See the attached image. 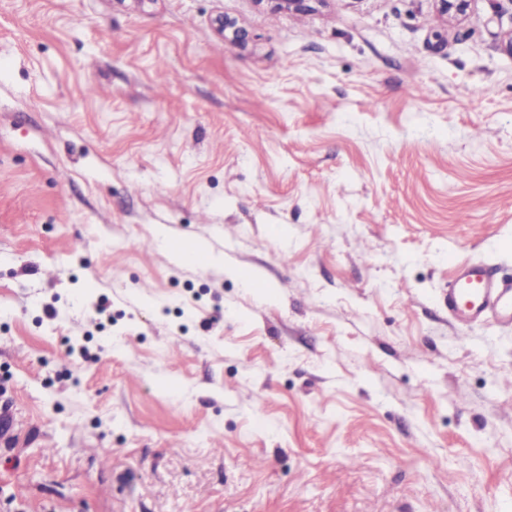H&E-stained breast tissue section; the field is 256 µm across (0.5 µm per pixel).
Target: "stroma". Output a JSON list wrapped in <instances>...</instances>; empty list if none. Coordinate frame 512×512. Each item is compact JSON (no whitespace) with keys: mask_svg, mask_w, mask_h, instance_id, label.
Masks as SVG:
<instances>
[{"mask_svg":"<svg viewBox=\"0 0 512 512\" xmlns=\"http://www.w3.org/2000/svg\"><path fill=\"white\" fill-rule=\"evenodd\" d=\"M511 38L507 0H0V512H512V327L446 302L512 275ZM220 33L224 35V43L229 48H247L251 39L247 29L239 23L236 17L224 14L217 20ZM177 257L184 263L210 264L215 255L205 245L194 243L182 245L178 250ZM448 313L460 324L487 319L512 326V277L480 265H457L448 281Z\"/></svg>","mask_w":512,"mask_h":512,"instance_id":"35a3bbf8","label":"stroma"}]
</instances>
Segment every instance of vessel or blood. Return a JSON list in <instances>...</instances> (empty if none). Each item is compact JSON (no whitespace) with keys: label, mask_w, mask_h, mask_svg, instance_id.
Instances as JSON below:
<instances>
[{"label":"vessel or blood","mask_w":512,"mask_h":512,"mask_svg":"<svg viewBox=\"0 0 512 512\" xmlns=\"http://www.w3.org/2000/svg\"><path fill=\"white\" fill-rule=\"evenodd\" d=\"M448 312L460 324L487 319L512 326V277L479 265L456 266L448 282Z\"/></svg>","instance_id":"1"}]
</instances>
